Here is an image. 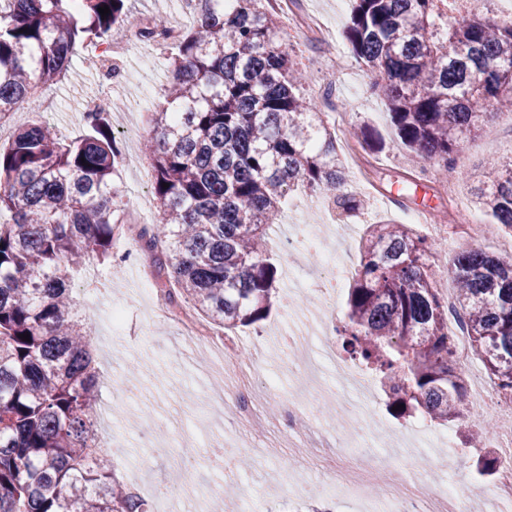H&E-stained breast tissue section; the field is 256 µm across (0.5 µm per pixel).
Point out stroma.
I'll return each mask as SVG.
<instances>
[{"label":"stroma","mask_w":512,"mask_h":512,"mask_svg":"<svg viewBox=\"0 0 512 512\" xmlns=\"http://www.w3.org/2000/svg\"><path fill=\"white\" fill-rule=\"evenodd\" d=\"M352 8L351 0H288V12L296 24L285 27L282 35L293 61L307 70L306 89L321 93L328 82L336 84V100L343 103L353 125L366 124L385 140L392 132L385 107L370 89L372 77L352 54L345 29ZM321 14L333 31V42L305 33L303 26L314 14ZM164 46H132L120 63L124 85L114 90V105L108 114L111 127L130 119L132 146L124 147L119 180L125 194L126 212L153 211L152 167L145 156L143 139L149 134L145 112L150 98L166 76ZM85 51L72 60L67 82L42 91L43 99L53 101V112L44 121L59 134L75 138L85 135L82 106L87 97L100 92L103 80L98 69L90 67ZM512 158V117L501 111L490 118L480 134L466 144L458 165L469 178L459 181V192L447 195L436 172L423 178L418 195L427 204L442 208L472 204L473 180L481 175L490 157ZM347 190L363 196L366 206L345 223H337L331 208L314 215L298 214L294 221L318 224L320 231L336 243L344 266L357 268L360 239L366 225L390 221L410 225L413 232L424 229L415 221L418 205L397 203L396 181L410 179L415 170L401 150L360 151L356 166L347 167ZM128 260L112 265L111 280L102 282L96 294L86 293L83 283L95 271L88 264L72 284L79 304H93L84 318L92 333V347L100 369L97 431L100 438L112 440L120 453L114 459L118 475L127 483L156 488H178L194 483L193 505L209 512L215 498L226 486L266 501L269 512H276L285 501L319 505L321 458L332 454L337 464L352 460L350 442L360 445L361 458L373 462L379 471L396 476L413 492L425 493L430 487L445 485L465 489L477 501L490 497L491 480L475 468L478 456L459 454L442 447L434 435L440 424H432L431 439L414 446L405 443L408 424L395 420L386 408L382 390L374 392L375 417L345 423L348 409L357 398L332 403L324 398L311 400L313 414L295 435L283 431L277 417L269 411L275 402L291 399L300 385L302 362L318 356V334L324 308L308 289V278L315 262L306 243L295 252L272 247L281 266L278 303L268 320L237 330L243 354L253 358L249 372L255 383L272 381L274 396L257 399L258 426L242 428L232 418L229 404L216 403L217 362L199 349L173 323L157 321L143 298L138 250L128 246ZM121 306L125 320L120 333L112 331V308ZM291 331L301 339L298 350H291L282 338ZM237 455L247 461L234 472H224L216 463V450ZM443 458L436 470L426 467L428 458Z\"/></svg>","instance_id":"stroma-1"}]
</instances>
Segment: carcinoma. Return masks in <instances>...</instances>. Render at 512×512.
Returning a JSON list of instances; mask_svg holds the SVG:
<instances>
[{"mask_svg":"<svg viewBox=\"0 0 512 512\" xmlns=\"http://www.w3.org/2000/svg\"><path fill=\"white\" fill-rule=\"evenodd\" d=\"M74 2L0 0V127L19 103L40 107L41 85L61 81L77 48L130 20L128 0ZM184 2L193 22L167 56L150 114L149 239L164 241L158 262L174 297L233 332L267 319L277 302L267 237L293 187L345 214L364 202L344 190L336 131L304 93L306 71L264 0ZM462 2L352 0L346 26L390 117L391 143L442 175L490 111H512V20L464 14ZM107 115L87 113L91 133L70 141L45 123L0 140V512H150L98 439L97 362L70 288L88 261L112 272L123 151ZM474 195L491 230L512 229V160H492ZM438 248L406 224L369 225L336 333L378 376L387 406H401L393 417L457 420L463 437L484 439L491 416H466L448 303L428 262ZM448 276L474 350L512 390V252L467 247Z\"/></svg>","mask_w":512,"mask_h":512,"instance_id":"carcinoma-1","label":"carcinoma"}]
</instances>
